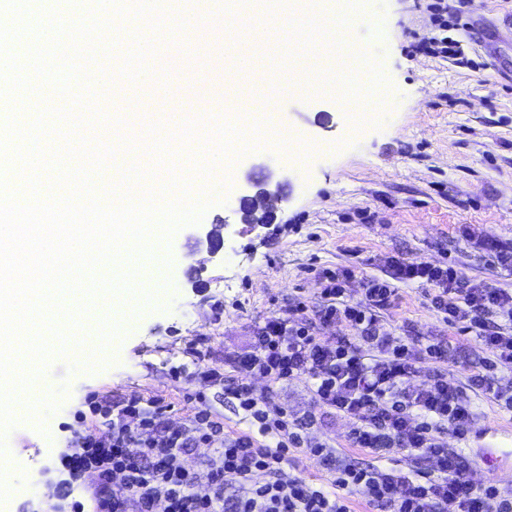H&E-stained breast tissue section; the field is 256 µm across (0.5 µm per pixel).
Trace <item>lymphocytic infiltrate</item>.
Instances as JSON below:
<instances>
[{
	"mask_svg": "<svg viewBox=\"0 0 512 512\" xmlns=\"http://www.w3.org/2000/svg\"><path fill=\"white\" fill-rule=\"evenodd\" d=\"M391 266V280L366 281L359 301L345 300L344 280L337 276L328 277L321 292L320 320L349 321L360 333L358 342L321 339L284 316L259 327L239 360L247 375L230 389L257 422V432L225 434L199 408L181 429L160 436L154 417L134 397L113 407L108 436L84 431L60 452L66 485L87 484L93 512H153L160 501L166 512H352L354 495L376 512H512V498L492 483L474 486L458 450L439 442L444 434L464 439L472 428L471 407L455 379L439 373L429 388H407L420 360L444 362L447 351L431 344L418 354L379 330L382 311L397 298V283H422L430 307L449 325L473 333L485 353V371L473 375L474 385L512 412V388L493 376L498 368L512 370V293L461 280L452 268L424 261L395 260ZM254 375L274 384L308 378L314 406L350 420L351 447L380 459L397 453L428 458L433 470L335 464V449L306 444L302 436L314 415H298L256 393ZM202 445L210 449L204 484L182 465L183 456ZM299 448L332 468L330 485L316 487L287 471L290 451ZM117 476L125 486L120 497L110 492ZM229 478L236 485L230 496L224 493Z\"/></svg>",
	"mask_w": 512,
	"mask_h": 512,
	"instance_id": "1",
	"label": "lymphocytic infiltrate"
}]
</instances>
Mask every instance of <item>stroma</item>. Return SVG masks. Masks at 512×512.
Listing matches in <instances>:
<instances>
[{
	"mask_svg": "<svg viewBox=\"0 0 512 512\" xmlns=\"http://www.w3.org/2000/svg\"><path fill=\"white\" fill-rule=\"evenodd\" d=\"M434 0H368L353 34L367 55L380 61L389 79L391 100L384 111L360 125L338 106L335 90L287 91L277 99L276 123L296 141L278 148L255 145L227 159L220 204L201 223L176 232L172 257L198 255L188 267L174 268L158 308L131 312L119 342L108 352L112 364L98 371L69 372L56 357L41 371L38 385L56 390L69 382L60 408L43 416L42 426L23 422L7 437L8 451L20 461L9 476L15 497L0 512H40L44 497L61 499L56 451L73 432L107 435L109 422L92 416L89 404L125 403L129 398L168 404L163 427L184 425L190 397L225 430L248 431L252 424L223 385L203 376L205 366L240 378L239 357L250 348L259 327L273 316H290L326 340L355 339L345 321H320L316 308L330 274L353 270L345 297L358 301L362 284L390 279V258L423 260L452 267L460 279L512 291V271L494 255L512 249V0H461L456 13L439 22ZM461 40L462 59L435 54L438 39ZM212 45L200 56L196 41ZM161 78L143 84L136 137L148 143L147 129L160 114L177 112L201 82L224 92L230 75L241 72L225 14L207 15L201 37L165 36L148 61ZM309 143L299 152L296 142ZM262 182L281 198L275 224L250 228L238 211L248 182ZM223 223V248L211 256L203 241L208 225ZM383 332L406 337L412 349L429 343L453 344L452 358L421 363L411 388L426 386L437 371L456 379L462 397L476 414V427L512 421L469 382L481 368L472 335L448 326L429 308L419 283H402L392 308L381 317ZM257 392L271 393L283 407L311 410L308 379L284 385L253 377ZM350 422L317 413L306 431L310 443L335 448L339 463H376L380 469L429 471L433 462L407 454L372 460L348 441ZM469 464L474 485L494 482L512 495V441L468 435L442 436ZM506 456L489 470L482 453Z\"/></svg>",
	"mask_w": 512,
	"mask_h": 512,
	"instance_id": "obj_1",
	"label": "stroma"
}]
</instances>
